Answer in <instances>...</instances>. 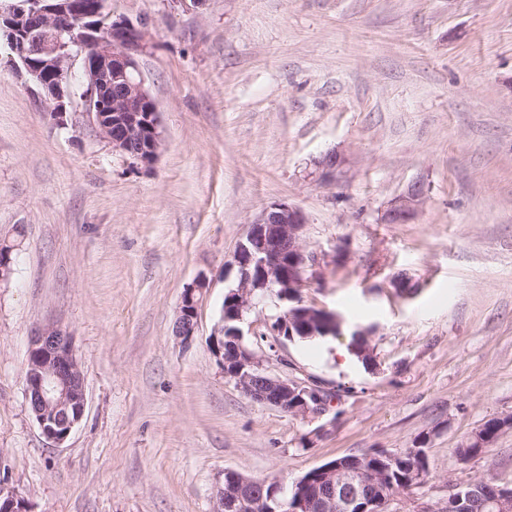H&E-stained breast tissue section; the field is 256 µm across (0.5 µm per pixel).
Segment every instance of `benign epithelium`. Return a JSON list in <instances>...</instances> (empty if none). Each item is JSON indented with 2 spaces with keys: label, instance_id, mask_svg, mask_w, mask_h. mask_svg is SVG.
<instances>
[{
  "label": "benign epithelium",
  "instance_id": "1",
  "mask_svg": "<svg viewBox=\"0 0 512 512\" xmlns=\"http://www.w3.org/2000/svg\"><path fill=\"white\" fill-rule=\"evenodd\" d=\"M112 0H10L0 7V40H5L18 61L44 94L54 101L52 114L62 118L64 101L70 96L69 62L81 58L87 113L100 136L113 150L144 165L157 159L163 135L157 104L145 85L139 57L147 48L143 29L112 15ZM344 162L328 152L315 162L319 179L335 178ZM425 198L424 186L410 184L391 200L383 214L386 224L413 219ZM307 224L303 211L286 201L260 211L236 248L234 261L239 280L228 297L235 299V316L222 315L221 332L235 337L227 352L224 338H213L212 349L224 371L241 391L256 402L269 404L302 418L324 414L330 394L316 384H307L270 373L264 360L243 343L238 323L253 306L258 291L276 289L275 295L290 306L275 318L274 335L293 339L332 335L326 311H298L299 293L317 274L321 256L303 245ZM208 288L200 277L185 289L175 335L194 336L197 310ZM26 396L32 417L42 434L59 446L83 418L86 408L85 381L73 353L69 334L57 327L45 328L31 337L25 368ZM342 499L359 500L364 512H378L382 504L363 494L346 476ZM263 497L254 492L245 477L224 473L216 490L214 512H258ZM0 512H27L25 501L0 488Z\"/></svg>",
  "mask_w": 512,
  "mask_h": 512
}]
</instances>
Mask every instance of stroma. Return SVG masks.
Segmentation results:
<instances>
[{
    "label": "stroma",
    "instance_id": "35a3bbf8",
    "mask_svg": "<svg viewBox=\"0 0 512 512\" xmlns=\"http://www.w3.org/2000/svg\"><path fill=\"white\" fill-rule=\"evenodd\" d=\"M112 13L146 31L163 134L149 166L96 132L80 59L58 120L0 43V245L13 248L0 488L29 512H213L225 472L290 484L424 435L430 477L398 512L436 506L455 483L512 487V429L467 462L454 454L512 417V0H112ZM330 151L345 165L324 183L314 162ZM416 181L415 218L382 223ZM281 201L325 256L304 304L374 330L371 370L347 337L269 335L271 299L245 314L272 374L331 392L315 418L244 395L211 346L237 245ZM201 276L185 341L173 326ZM49 326L69 332L86 385L59 446L25 395L30 338ZM206 288H208L206 279L199 277L192 286L185 289L175 322L174 332L176 336L184 340L194 336L197 325V310Z\"/></svg>",
    "mask_w": 512,
    "mask_h": 512
}]
</instances>
